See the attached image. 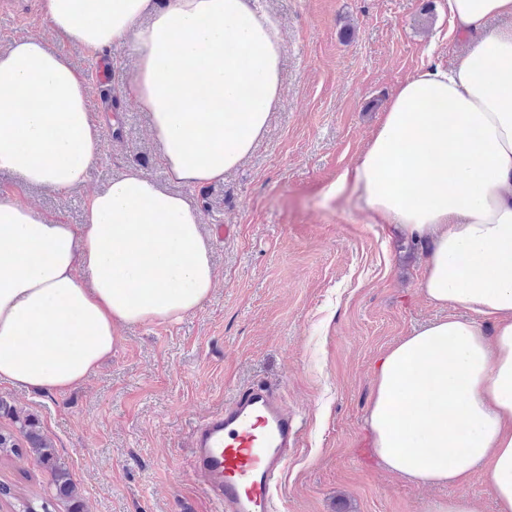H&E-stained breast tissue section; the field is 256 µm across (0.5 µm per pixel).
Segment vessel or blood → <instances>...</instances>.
I'll list each match as a JSON object with an SVG mask.
<instances>
[{"label": "vessel or blood", "mask_w": 512, "mask_h": 512, "mask_svg": "<svg viewBox=\"0 0 512 512\" xmlns=\"http://www.w3.org/2000/svg\"><path fill=\"white\" fill-rule=\"evenodd\" d=\"M301 426L269 386L239 390L222 412L197 422L191 466L221 512H274L276 478Z\"/></svg>", "instance_id": "vessel-or-blood-1"}]
</instances>
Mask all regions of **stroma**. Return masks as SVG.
I'll return each instance as SVG.
<instances>
[{
  "mask_svg": "<svg viewBox=\"0 0 512 512\" xmlns=\"http://www.w3.org/2000/svg\"><path fill=\"white\" fill-rule=\"evenodd\" d=\"M42 4L0 8V49L39 34L62 53L87 80L102 143L82 184L29 187L20 198L79 224L89 195L138 167L202 213L216 285L179 322L123 327L111 360L73 390L1 384L0 428L14 413L38 419L82 512H213L190 464L191 430L261 382L302 422L279 480L286 512H432L462 496L496 512L481 475L422 485L375 456L366 418L377 361L446 312L420 289L428 243L328 192L361 158L400 84L465 50L445 0H266L282 42L281 99L254 151L202 188L167 177L149 113L116 96L135 68L131 41L94 53L58 40ZM0 486L11 492L0 512L17 499L68 510L29 448L0 456Z\"/></svg>",
  "mask_w": 512,
  "mask_h": 512,
  "instance_id": "stroma-1",
  "label": "stroma"
}]
</instances>
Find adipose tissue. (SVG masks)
Listing matches in <instances>:
<instances>
[{"instance_id":"ef3b65f1","label":"adipose tissue","mask_w":512,"mask_h":512,"mask_svg":"<svg viewBox=\"0 0 512 512\" xmlns=\"http://www.w3.org/2000/svg\"><path fill=\"white\" fill-rule=\"evenodd\" d=\"M470 43L393 94L362 159L330 186L432 243L421 289L452 315L377 365L367 418L387 469L423 484L484 472L512 512V0H447ZM62 38L101 52L132 38L120 93L151 115L170 179L223 180L281 97L282 45L263 0H44ZM500 26L487 30L489 21ZM88 85L42 38L0 51V171L68 190L98 157ZM202 214L137 168L77 227L0 193V383L64 392L112 356L119 328L174 322L215 284Z\"/></svg>"}]
</instances>
